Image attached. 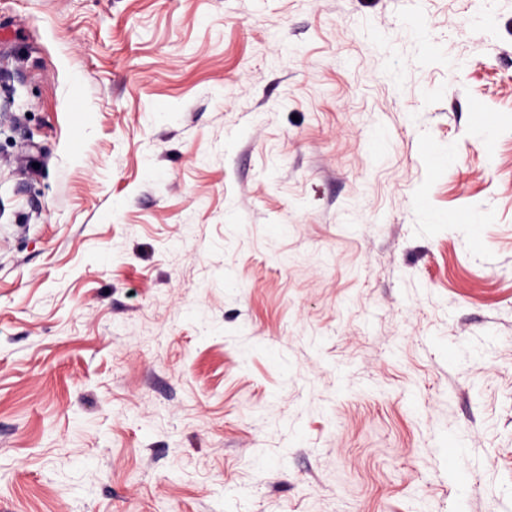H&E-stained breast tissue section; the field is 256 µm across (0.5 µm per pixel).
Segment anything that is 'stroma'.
Returning a JSON list of instances; mask_svg holds the SVG:
<instances>
[{"label": "stroma", "instance_id": "35a3bbf8", "mask_svg": "<svg viewBox=\"0 0 512 512\" xmlns=\"http://www.w3.org/2000/svg\"><path fill=\"white\" fill-rule=\"evenodd\" d=\"M0 512H512V0H0Z\"/></svg>", "mask_w": 512, "mask_h": 512}]
</instances>
